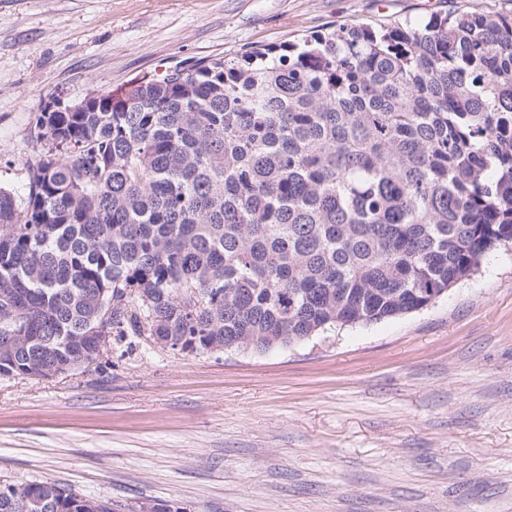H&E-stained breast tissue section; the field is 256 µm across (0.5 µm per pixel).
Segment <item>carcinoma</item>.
Wrapping results in <instances>:
<instances>
[{"mask_svg": "<svg viewBox=\"0 0 512 512\" xmlns=\"http://www.w3.org/2000/svg\"><path fill=\"white\" fill-rule=\"evenodd\" d=\"M30 144L0 186V376L90 364L101 336L262 353L397 318L512 242V13L177 64L41 110ZM0 512L117 505L24 481Z\"/></svg>", "mask_w": 512, "mask_h": 512, "instance_id": "carcinoma-1", "label": "carcinoma"}]
</instances>
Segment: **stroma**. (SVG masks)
<instances>
[{
    "instance_id": "35a3bbf8",
    "label": "stroma",
    "mask_w": 512,
    "mask_h": 512,
    "mask_svg": "<svg viewBox=\"0 0 512 512\" xmlns=\"http://www.w3.org/2000/svg\"><path fill=\"white\" fill-rule=\"evenodd\" d=\"M512 0H0V185L36 115L176 64ZM189 512H512V250L435 305L264 353L0 376V484Z\"/></svg>"
}]
</instances>
